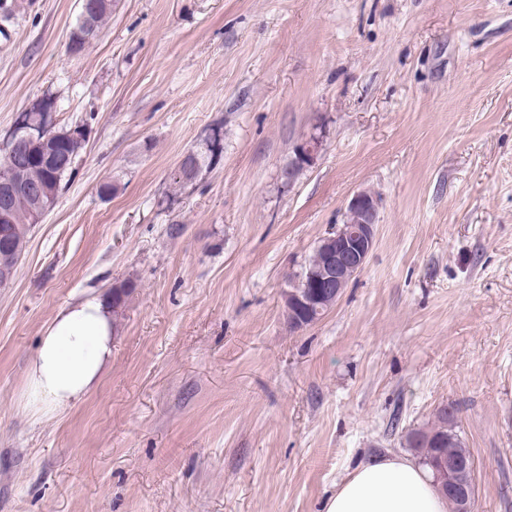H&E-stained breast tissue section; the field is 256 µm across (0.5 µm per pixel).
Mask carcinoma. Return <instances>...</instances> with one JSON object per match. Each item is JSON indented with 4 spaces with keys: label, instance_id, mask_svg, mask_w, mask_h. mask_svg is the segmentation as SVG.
<instances>
[{
    "label": "carcinoma",
    "instance_id": "1",
    "mask_svg": "<svg viewBox=\"0 0 512 512\" xmlns=\"http://www.w3.org/2000/svg\"><path fill=\"white\" fill-rule=\"evenodd\" d=\"M98 11L95 15V26L101 32L112 19L114 9L111 0H97ZM57 105V97L45 93L32 101L30 111L23 119L44 128L51 141L46 146H34L23 143L21 149L10 153L0 147V175L19 166L29 184L44 191V199H56L73 179L77 165L86 148V141L64 134L66 127L51 115V108ZM214 136H208L194 146L196 155L186 159L190 167H199L207 173L222 158L224 153V124L217 122L210 126ZM38 196L29 193H10L0 190V207H7L13 217L10 229L9 246L0 245V259L13 264L15 258L21 257L33 227V207ZM325 255L321 247L313 250L308 263L296 275L297 286L305 285L310 275L322 267ZM408 448L426 449L422 465L429 466V460L444 456L460 459L470 464L468 470L461 475L462 481L470 493H475L474 472L475 462L469 449L464 447L458 429L457 415H448L445 408L440 407L430 425L412 430L405 437Z\"/></svg>",
    "mask_w": 512,
    "mask_h": 512
}]
</instances>
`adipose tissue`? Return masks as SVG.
<instances>
[{"instance_id":"1","label":"adipose tissue","mask_w":512,"mask_h":512,"mask_svg":"<svg viewBox=\"0 0 512 512\" xmlns=\"http://www.w3.org/2000/svg\"><path fill=\"white\" fill-rule=\"evenodd\" d=\"M115 324L95 295L62 307L45 327L27 369L25 405L35 418L82 401L112 358ZM325 512H448L429 472L400 455L357 464L336 485Z\"/></svg>"}]
</instances>
